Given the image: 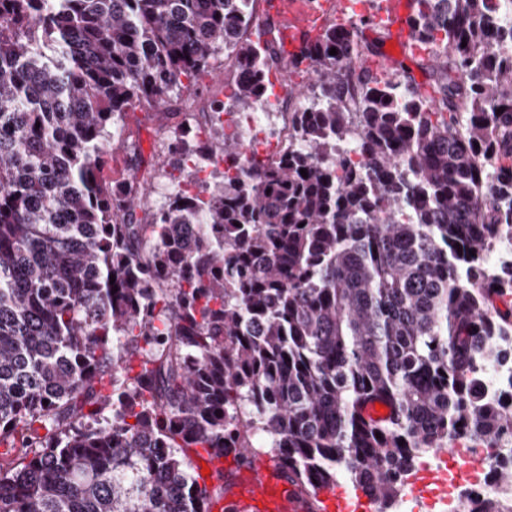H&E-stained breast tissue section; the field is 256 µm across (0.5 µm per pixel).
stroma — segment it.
Returning a JSON list of instances; mask_svg holds the SVG:
<instances>
[{
  "label": "stroma",
  "instance_id": "obj_1",
  "mask_svg": "<svg viewBox=\"0 0 512 512\" xmlns=\"http://www.w3.org/2000/svg\"><path fill=\"white\" fill-rule=\"evenodd\" d=\"M348 3L349 0H255L254 12L273 33H281L294 22L300 25L302 36L308 38L324 25L345 17ZM363 12L373 18L364 28L366 37L383 40L384 52L398 56L400 23L389 12L385 0H367ZM227 64L223 52H216L208 70L199 76L193 88L172 96L165 106L144 105L126 114L120 128L123 145L107 157L103 174L110 180L119 179L134 167L148 179L151 188L136 210L141 222H149L153 212L165 202L164 196L157 193V186L175 184L164 163L169 130L181 125L204 127L215 140L223 139V127L214 122V104L225 101V88L233 80Z\"/></svg>",
  "mask_w": 512,
  "mask_h": 512
}]
</instances>
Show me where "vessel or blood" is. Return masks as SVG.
<instances>
[{
  "label": "vessel or blood",
  "instance_id": "vessel-or-blood-1",
  "mask_svg": "<svg viewBox=\"0 0 512 512\" xmlns=\"http://www.w3.org/2000/svg\"><path fill=\"white\" fill-rule=\"evenodd\" d=\"M210 470L224 472L226 512H359L360 504L329 487L309 496L292 471L262 457L239 461L234 456L212 459Z\"/></svg>",
  "mask_w": 512,
  "mask_h": 512
}]
</instances>
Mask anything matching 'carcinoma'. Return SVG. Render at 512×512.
I'll return each mask as SVG.
<instances>
[{
  "label": "carcinoma",
  "mask_w": 512,
  "mask_h": 512,
  "mask_svg": "<svg viewBox=\"0 0 512 512\" xmlns=\"http://www.w3.org/2000/svg\"><path fill=\"white\" fill-rule=\"evenodd\" d=\"M253 3L0 0V512H211L199 448L389 504L416 456L512 433V390L478 375L512 356V264L490 263L512 246V0H411L385 77L362 15L285 56L245 37ZM220 48L248 66L240 112L272 70L307 75L295 145L243 162L234 135L173 130L170 166L219 157L224 181L187 176L142 224L137 176H103L113 128Z\"/></svg>",
  "instance_id": "cac0c4a2"
}]
</instances>
